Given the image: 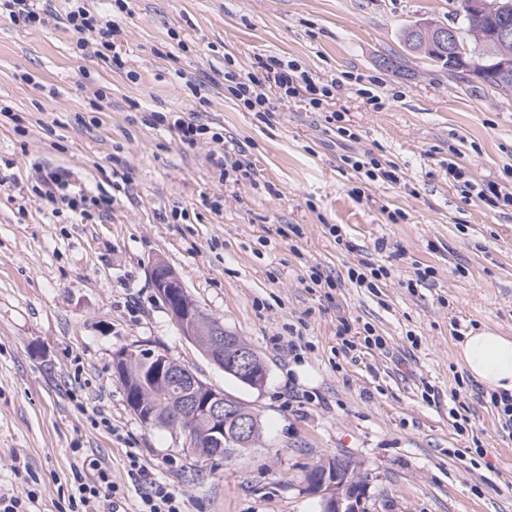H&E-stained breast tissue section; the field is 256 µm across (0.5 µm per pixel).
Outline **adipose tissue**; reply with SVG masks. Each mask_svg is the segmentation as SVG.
Segmentation results:
<instances>
[{
    "label": "adipose tissue",
    "instance_id": "obj_1",
    "mask_svg": "<svg viewBox=\"0 0 512 512\" xmlns=\"http://www.w3.org/2000/svg\"><path fill=\"white\" fill-rule=\"evenodd\" d=\"M457 357L472 379L512 393V336L489 327L471 329L458 343Z\"/></svg>",
    "mask_w": 512,
    "mask_h": 512
}]
</instances>
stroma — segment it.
Returning <instances> with one entry per match:
<instances>
[{
	"label": "stroma",
	"instance_id": "1",
	"mask_svg": "<svg viewBox=\"0 0 512 512\" xmlns=\"http://www.w3.org/2000/svg\"><path fill=\"white\" fill-rule=\"evenodd\" d=\"M38 5L36 29L0 14V489L37 485L40 512H57L78 448L110 468L120 512L139 501L131 454L185 512H323L305 476L340 457L367 484L364 512H512V434L456 356L472 327L512 336V207L448 179L453 159L466 178L512 181V96L422 56L381 64L411 22L462 26L460 0H129L111 16L121 70L78 47L66 0ZM268 55L343 78L353 139L301 102L239 108L225 59L250 71ZM162 109L223 131L250 177L220 181L212 144L183 148L154 125ZM369 152L400 182L358 181L343 158ZM42 167L111 210L41 200ZM158 260L258 352L262 387L182 334L151 281ZM364 262L389 271L376 288L348 278ZM314 269L333 287L307 288ZM368 327L387 351H344ZM124 348L168 354L251 407L254 450L206 460L143 426L113 365Z\"/></svg>",
	"mask_w": 512,
	"mask_h": 512
}]
</instances>
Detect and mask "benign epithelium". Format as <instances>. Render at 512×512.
<instances>
[{"mask_svg": "<svg viewBox=\"0 0 512 512\" xmlns=\"http://www.w3.org/2000/svg\"><path fill=\"white\" fill-rule=\"evenodd\" d=\"M467 8L469 15L479 18L512 12V3L509 0H468ZM491 39V45L495 46V49L477 55L460 40L456 29L444 27L436 30L434 47L443 52L449 63L457 64L460 68L470 70L479 76L512 75V55L506 51L512 44V25L502 23L492 31ZM178 282L177 274L166 270L157 281V289L159 296L167 302L173 319L184 324L189 320L188 308L174 300L173 291L168 288L169 284ZM208 355L219 365H228L227 371L249 379L254 387L264 383L265 372L259 368L254 351L251 347L238 343L236 336L230 331L222 327L213 331L208 339ZM148 378L164 383L172 378L179 380L182 387L181 414L187 418L199 415L205 417L211 427L206 433L208 440L219 442L221 437L230 431L238 439L239 446H251L253 418L237 410L224 398L223 393L188 375L187 372L173 367L161 354L154 357ZM305 481L309 491L324 498L325 512H362L360 507L364 484L354 482L350 472L345 469L338 467L331 471L326 470L315 478H305Z\"/></svg>", "mask_w": 512, "mask_h": 512, "instance_id": "obj_1", "label": "benign epithelium"}]
</instances>
